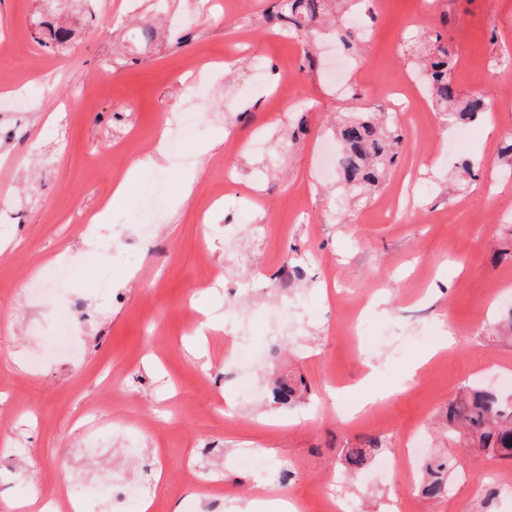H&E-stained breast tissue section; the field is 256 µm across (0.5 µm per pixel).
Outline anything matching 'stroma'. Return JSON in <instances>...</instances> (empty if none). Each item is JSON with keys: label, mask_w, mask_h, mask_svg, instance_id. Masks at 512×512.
<instances>
[{"label": "stroma", "mask_w": 512, "mask_h": 512, "mask_svg": "<svg viewBox=\"0 0 512 512\" xmlns=\"http://www.w3.org/2000/svg\"><path fill=\"white\" fill-rule=\"evenodd\" d=\"M281 4L0 0V505L81 475L91 512H138L139 494L113 499L101 475L140 485L152 470L163 474L152 512H213L193 470L220 481V512L260 495L324 512L334 473L375 512H512V461L440 427L466 391L512 378V343L495 335L512 309V174L487 119L461 135L434 109L403 47L440 33L457 90L487 92L507 134L512 0H371L361 54L337 74L335 36L277 29L267 17ZM48 21L69 30L67 43L45 38ZM395 85L414 93L393 119L398 157L379 189L351 199L323 153L337 121L390 109ZM195 100L198 125L183 128L176 116ZM172 139L185 163L159 155L82 247L130 165ZM401 181L414 197L384 223L380 205ZM148 184L165 188L162 206L143 200ZM194 311L220 334L199 341ZM244 321L256 342L279 344L249 393L224 365ZM448 322L447 350L414 342ZM424 354L421 381L405 384ZM105 361L120 387L98 376ZM279 377L306 386L304 403L276 402ZM368 391L389 398L356 412ZM412 431L424 456L455 455L451 499L422 496L405 460ZM376 436L395 470L346 472V451Z\"/></svg>", "instance_id": "1"}]
</instances>
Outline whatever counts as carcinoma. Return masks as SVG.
Instances as JSON below:
<instances>
[{"instance_id": "obj_1", "label": "carcinoma", "mask_w": 512, "mask_h": 512, "mask_svg": "<svg viewBox=\"0 0 512 512\" xmlns=\"http://www.w3.org/2000/svg\"><path fill=\"white\" fill-rule=\"evenodd\" d=\"M331 8V0H286L284 11L277 14L279 27L305 37L314 33L322 16ZM359 16L336 25V38L348 49L360 44ZM426 78L433 106L460 122H472L487 110L482 91H472L462 97L456 91L451 75V53L440 45L436 56L429 60ZM336 139L340 146L338 174L353 198L378 188L385 172L393 164L402 141L397 127L385 114L370 112L336 124ZM506 399L495 392L475 390L466 399L448 408L445 423L450 431L461 430L468 444L490 449L505 460H512V411L506 412ZM381 450L377 439L365 448H354L345 455L349 469L356 472L366 466ZM452 468L449 457H434L425 465L422 493L428 499L448 497L446 474Z\"/></svg>"}]
</instances>
